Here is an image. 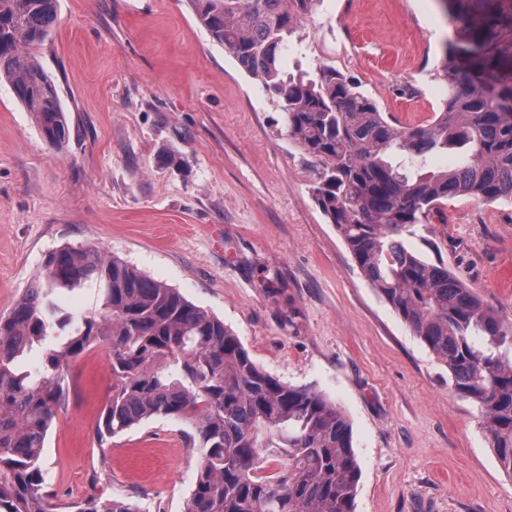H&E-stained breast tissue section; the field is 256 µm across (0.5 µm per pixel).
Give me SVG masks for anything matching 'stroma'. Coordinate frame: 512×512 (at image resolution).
<instances>
[{"mask_svg": "<svg viewBox=\"0 0 512 512\" xmlns=\"http://www.w3.org/2000/svg\"><path fill=\"white\" fill-rule=\"evenodd\" d=\"M447 37L441 0H317L284 66L336 68L415 125L446 95ZM40 59L71 134L52 149L0 82V314L51 251L97 246L223 320L273 377L336 403L362 469L355 512H512V477L473 407L361 274L277 101L188 0H58ZM406 245L512 326V202L450 200ZM111 385L105 349L76 361L46 440L47 484L67 503L109 494L184 512L196 441L153 419L99 446Z\"/></svg>", "mask_w": 512, "mask_h": 512, "instance_id": "35a3bbf8", "label": "stroma"}]
</instances>
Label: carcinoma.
I'll list each match as a JSON object with an SVG mask.
<instances>
[{
    "label": "carcinoma",
    "mask_w": 512,
    "mask_h": 512,
    "mask_svg": "<svg viewBox=\"0 0 512 512\" xmlns=\"http://www.w3.org/2000/svg\"><path fill=\"white\" fill-rule=\"evenodd\" d=\"M57 0H0V79L45 141L63 150L69 122L38 51ZM195 17L285 114L314 159L315 202L363 276L448 368L512 476V328L445 265L403 239L449 200L512 202V0H442L452 35L448 95L432 120L403 126L333 68L285 75L282 52L314 0H190ZM450 151L457 167L428 159ZM90 284L100 307L75 315L49 295ZM108 351L112 387L96 434L104 445L152 418L192 426L200 463L184 512H355L361 466L347 415L312 387L266 373L224 321L94 246L51 252L0 315V512H55L45 482L48 432L74 363ZM42 350L36 368L19 358ZM75 512H143L92 496Z\"/></svg>",
    "instance_id": "cac0c4a2"
}]
</instances>
